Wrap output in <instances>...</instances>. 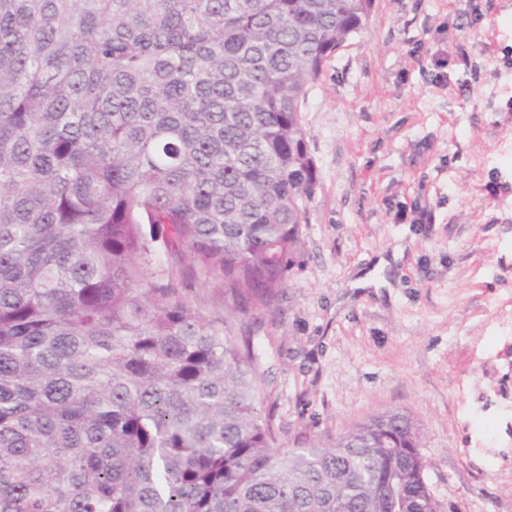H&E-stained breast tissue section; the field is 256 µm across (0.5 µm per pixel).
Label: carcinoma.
Returning <instances> with one entry per match:
<instances>
[{
  "label": "carcinoma",
  "instance_id": "obj_1",
  "mask_svg": "<svg viewBox=\"0 0 512 512\" xmlns=\"http://www.w3.org/2000/svg\"><path fill=\"white\" fill-rule=\"evenodd\" d=\"M370 0H0V512H435L398 411L275 448L232 321L318 183L299 112ZM224 285V316L162 252Z\"/></svg>",
  "mask_w": 512,
  "mask_h": 512
}]
</instances>
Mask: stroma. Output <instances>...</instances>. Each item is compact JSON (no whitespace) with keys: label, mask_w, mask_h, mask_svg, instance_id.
<instances>
[{"label":"stroma","mask_w":512,"mask_h":512,"mask_svg":"<svg viewBox=\"0 0 512 512\" xmlns=\"http://www.w3.org/2000/svg\"><path fill=\"white\" fill-rule=\"evenodd\" d=\"M300 115L304 249L243 333L278 447L400 411L437 512H512V0H376ZM174 272L223 313L190 259Z\"/></svg>","instance_id":"1"}]
</instances>
